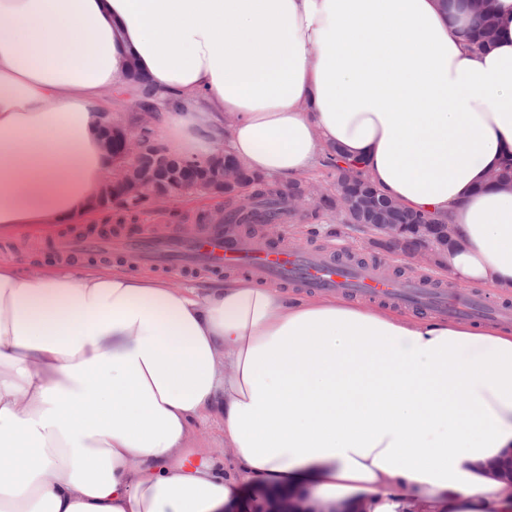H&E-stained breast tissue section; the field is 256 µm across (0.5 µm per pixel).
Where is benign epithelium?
<instances>
[{
    "instance_id": "benign-epithelium-1",
    "label": "benign epithelium",
    "mask_w": 512,
    "mask_h": 512,
    "mask_svg": "<svg viewBox=\"0 0 512 512\" xmlns=\"http://www.w3.org/2000/svg\"><path fill=\"white\" fill-rule=\"evenodd\" d=\"M156 120L157 107L148 103L141 106L133 127L107 123L101 129L102 146L112 162V171L101 190L102 209H110L116 198L123 203L146 200L152 209L159 210L171 201L185 196L222 199L231 193L238 195L243 191L241 168L224 165L222 152L192 165L181 163V168L192 167L200 171L196 180H184L180 168L167 166V150L157 137H152L146 144L142 143L144 134L155 132ZM148 147L160 161V164L152 168L137 163V157ZM345 172V181L336 184V197L342 213L361 217L368 211L381 212L383 222L376 225L377 230L395 244L409 234H414L417 238L416 246L422 248L420 257L427 263L436 262L438 254L448 249V236H433L439 225L391 224L390 214L400 209V204L375 195H351L346 190V185L361 180L362 175L351 167L345 168ZM255 500L257 505L254 512H306L301 503L290 505L281 496L270 492L255 493Z\"/></svg>"
}]
</instances>
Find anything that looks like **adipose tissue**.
I'll return each instance as SVG.
<instances>
[{
  "label": "adipose tissue",
  "mask_w": 512,
  "mask_h": 512,
  "mask_svg": "<svg viewBox=\"0 0 512 512\" xmlns=\"http://www.w3.org/2000/svg\"><path fill=\"white\" fill-rule=\"evenodd\" d=\"M0 0V236L99 220L106 96L168 151L288 184L329 154L448 218L440 269L512 297V0ZM219 416V447L199 422ZM512 328L246 278L0 263V512H512ZM494 32V16L489 6L481 12L480 19L471 24L465 34H469L471 44L476 50H482L492 41ZM255 500L257 502L256 508L253 512H306L301 502L293 504L286 503L279 495H274L271 492H256Z\"/></svg>",
  "instance_id": "adipose-tissue-1"
}]
</instances>
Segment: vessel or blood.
<instances>
[{"mask_svg": "<svg viewBox=\"0 0 512 512\" xmlns=\"http://www.w3.org/2000/svg\"><path fill=\"white\" fill-rule=\"evenodd\" d=\"M107 250L162 271H239L260 282L276 280L286 286L302 284L322 292L398 302L451 319H512V304L508 302L491 301L475 292L447 290L423 280H402L376 265L341 260L332 252L299 251L284 238L239 237L224 224L200 223L191 236L176 224L99 226L54 241V253L60 260Z\"/></svg>", "mask_w": 512, "mask_h": 512, "instance_id": "vessel-or-blood-1", "label": "vessel or blood"}]
</instances>
